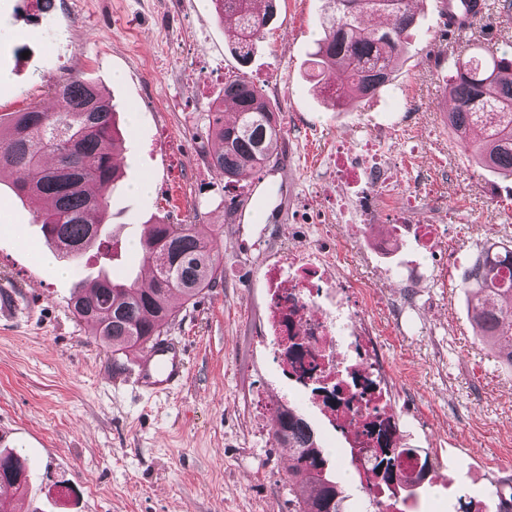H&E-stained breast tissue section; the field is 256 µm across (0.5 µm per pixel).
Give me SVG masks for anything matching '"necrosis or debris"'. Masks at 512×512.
I'll list each match as a JSON object with an SVG mask.
<instances>
[{"label":"necrosis or debris","mask_w":512,"mask_h":512,"mask_svg":"<svg viewBox=\"0 0 512 512\" xmlns=\"http://www.w3.org/2000/svg\"><path fill=\"white\" fill-rule=\"evenodd\" d=\"M385 139L374 131L359 147L336 144V178L351 189L336 201V217L343 225L339 243L349 245L369 231L376 252H394L407 240L417 249L432 250L433 225L405 223V210L396 211L397 223L384 232L375 230L392 204L393 172L382 149ZM308 238V248H285L264 272L265 328L277 342L273 357L343 434L344 461L353 475L385 501L389 493L375 472L374 450L399 444L402 420L393 407L395 386L380 338L362 313L369 291L365 283L340 275L326 246L324 225H311Z\"/></svg>","instance_id":"necrosis-or-debris-1"}]
</instances>
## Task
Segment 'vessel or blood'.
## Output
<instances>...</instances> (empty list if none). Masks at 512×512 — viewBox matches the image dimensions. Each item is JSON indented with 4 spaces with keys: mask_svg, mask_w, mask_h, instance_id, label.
<instances>
[{
    "mask_svg": "<svg viewBox=\"0 0 512 512\" xmlns=\"http://www.w3.org/2000/svg\"><path fill=\"white\" fill-rule=\"evenodd\" d=\"M442 14L449 33L456 35L465 33L477 16L476 11L463 8L460 0H448ZM185 379V351L178 342L165 336L153 342L136 363L135 383L151 395L169 394L181 387Z\"/></svg>",
    "mask_w": 512,
    "mask_h": 512,
    "instance_id": "b4317fda",
    "label": "vessel or blood"
}]
</instances>
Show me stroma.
<instances>
[{
    "label": "stroma",
    "mask_w": 512,
    "mask_h": 512,
    "mask_svg": "<svg viewBox=\"0 0 512 512\" xmlns=\"http://www.w3.org/2000/svg\"><path fill=\"white\" fill-rule=\"evenodd\" d=\"M438 2L415 7L391 84L335 112L305 78L322 0H279L245 63L211 0H54L43 13L0 0V114L51 105V83L75 76L101 88L125 129L123 177L106 192L111 248L80 263L40 262L41 226L0 178V298L19 305L0 315V451L28 464L25 488L8 494L17 512H293L290 457L269 434L274 406H298L329 452L343 440L282 374L273 343L258 341L264 270L283 247L305 244L308 223L338 234L335 200L347 189L327 157L380 126L392 131L395 204L411 201L410 223L437 235L431 252L371 255L357 241L342 267L377 291L365 315L380 331L397 409L421 422L407 442L433 461L407 508L457 512L512 471V369L477 336L460 286L477 251L512 241V182L475 165L443 119L440 92L451 53L512 43V25H497L498 0H486L488 21L452 38ZM243 71L283 122L268 170L279 206L259 222L239 218L249 181L225 184L209 164L214 104ZM411 171L424 189L411 188ZM145 179L150 191H136ZM193 210L215 227L224 279L182 304L167 329L186 346L185 385L149 396L134 384L138 353L98 344L69 302L99 268L139 272L146 220L175 224Z\"/></svg>",
    "instance_id": "obj_1"
}]
</instances>
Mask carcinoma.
<instances>
[{
  "instance_id": "cac0c4a2",
  "label": "carcinoma",
  "mask_w": 512,
  "mask_h": 512,
  "mask_svg": "<svg viewBox=\"0 0 512 512\" xmlns=\"http://www.w3.org/2000/svg\"><path fill=\"white\" fill-rule=\"evenodd\" d=\"M412 2L324 0L323 35L311 64L318 77L341 76L334 85L323 84L335 88L333 106L371 99L392 79L393 61L404 52L415 25ZM212 3L234 37L235 52L247 61L275 20V0ZM376 16L389 18L390 25L373 24ZM50 91L64 103L60 110L35 106L10 113L9 131L0 132V175L15 176L14 189L33 205L46 243L75 259L100 239L107 223L108 200L101 190L122 178L113 157L121 154L123 133L95 84L75 77L51 84ZM448 96V127L472 148L478 165L512 180V50L495 46L481 54L452 56ZM227 100L238 105L231 122L221 117ZM210 136L219 144L211 167L225 181L239 182L277 162L282 127L261 88L243 73L224 82ZM214 249L213 230L196 210L177 224L156 221L139 240L142 260L152 272L150 286L136 277L101 273L89 291L73 297L72 313L113 353L143 349L176 319L174 296L189 303L222 281ZM460 282L483 342L497 347L498 358L512 367V248L480 255L461 273ZM271 436L291 452L295 512H350L349 495L302 413L289 405L275 408ZM405 453L412 449L377 448L375 459L383 482L408 497L410 481L399 464ZM26 480L21 457L0 453V483L20 488ZM489 498L495 512H512V484H491Z\"/></svg>"
}]
</instances>
